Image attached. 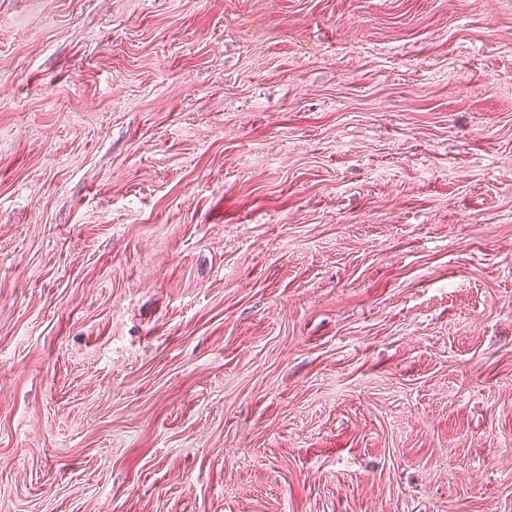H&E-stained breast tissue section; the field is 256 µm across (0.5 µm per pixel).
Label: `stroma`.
Here are the masks:
<instances>
[{
    "mask_svg": "<svg viewBox=\"0 0 512 512\" xmlns=\"http://www.w3.org/2000/svg\"><path fill=\"white\" fill-rule=\"evenodd\" d=\"M0 512H512V0H0Z\"/></svg>",
    "mask_w": 512,
    "mask_h": 512,
    "instance_id": "1",
    "label": "stroma"
}]
</instances>
